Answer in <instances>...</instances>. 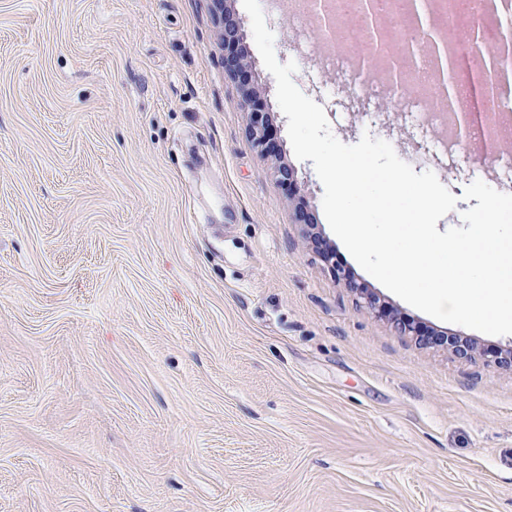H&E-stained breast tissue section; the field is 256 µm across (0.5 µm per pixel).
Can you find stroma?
I'll list each match as a JSON object with an SVG mask.
<instances>
[{"label": "stroma", "mask_w": 512, "mask_h": 512, "mask_svg": "<svg viewBox=\"0 0 512 512\" xmlns=\"http://www.w3.org/2000/svg\"><path fill=\"white\" fill-rule=\"evenodd\" d=\"M222 10L249 83L224 73ZM264 16L339 141L385 140L458 196L438 231L474 180L512 194V140L486 161L421 91L352 112L377 81L359 45L333 63L313 12ZM251 31L242 0H0V512H512L494 363L512 335L443 322L356 262ZM457 71L479 125L484 62L466 49ZM426 344H434L439 346H449L452 352L461 359H470L474 355V347L468 342H463L457 338L448 336H430L422 339Z\"/></svg>", "instance_id": "obj_1"}]
</instances>
